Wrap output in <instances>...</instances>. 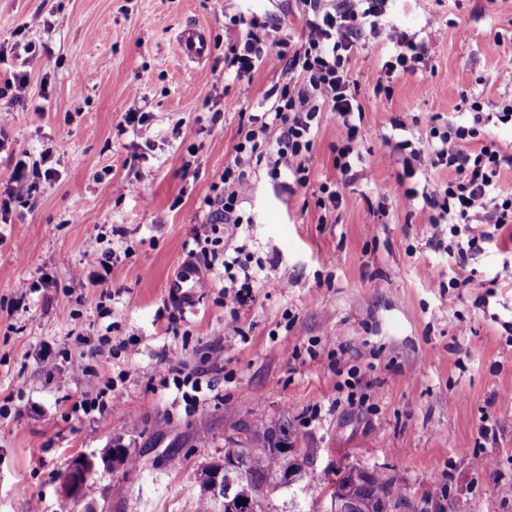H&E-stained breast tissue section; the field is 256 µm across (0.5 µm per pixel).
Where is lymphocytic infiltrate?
<instances>
[{
  "instance_id": "obj_1",
  "label": "lymphocytic infiltrate",
  "mask_w": 512,
  "mask_h": 512,
  "mask_svg": "<svg viewBox=\"0 0 512 512\" xmlns=\"http://www.w3.org/2000/svg\"><path fill=\"white\" fill-rule=\"evenodd\" d=\"M307 7L300 38L291 34L271 33L269 18L250 16L239 19L240 31L231 46V64L237 75L249 74L265 58L275 57L284 63L286 73L295 77L294 83L283 85L271 106L248 117V128L242 132L236 145L240 155H273L270 169L273 176L288 172L298 187L309 184L308 157L312 147V132L321 113H335L341 126L343 145L337 150L336 169L348 174L355 161L361 160L362 106L358 90L349 78V61L358 46L363 29L378 31L377 6L357 11L354 5L326 6L324 0H304ZM387 37L393 45V54L383 65L386 78L395 73H411L429 53L425 44L415 43L396 28H389ZM471 119L464 123L449 122L445 130L435 132L428 150L402 142L410 159L398 175L395 185L385 187L382 194L395 204L412 206L417 191L406 184L423 168H446L453 179L441 190L437 203L439 222L448 224L455 236L453 249L459 265H467L479 241L493 239L497 233L512 226V192L499 187L503 167H512V156L505 155L491 141L481 138V128L491 120L512 123V98L502 100L496 113L483 110L479 102L470 105ZM250 191L244 170L236 166L224 169L221 185H210L204 191L207 206H218L220 215L209 222L204 234L195 235V249L190 250L191 262H203L205 269L214 264L224 268L225 291L234 301L245 303L250 299L254 283L265 287L284 289L283 281L263 275L243 262L240 257L224 252V234L221 222L242 223L238 212L240 202ZM484 214L490 231L461 233L460 225L469 224L476 214Z\"/></svg>"
}]
</instances>
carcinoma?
<instances>
[{
	"label": "carcinoma",
	"mask_w": 512,
	"mask_h": 512,
	"mask_svg": "<svg viewBox=\"0 0 512 512\" xmlns=\"http://www.w3.org/2000/svg\"><path fill=\"white\" fill-rule=\"evenodd\" d=\"M235 430L257 436L261 444L252 450L248 475L237 486L223 512L230 508L234 512H252L255 504L268 509L280 478L291 468H303V462L286 450L288 429L279 424L272 425L262 419L241 421ZM335 488L350 494V512H393L406 503L403 490L376 470L369 471L357 485L349 472L342 471L337 474ZM240 499L247 504H238Z\"/></svg>",
	"instance_id": "1"
}]
</instances>
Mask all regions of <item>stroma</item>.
Returning <instances> with one entry per match:
<instances>
[{
	"instance_id": "35a3bbf8",
	"label": "stroma",
	"mask_w": 512,
	"mask_h": 512,
	"mask_svg": "<svg viewBox=\"0 0 512 512\" xmlns=\"http://www.w3.org/2000/svg\"><path fill=\"white\" fill-rule=\"evenodd\" d=\"M302 9L301 0H0V42L35 44L42 56L30 70L8 58L0 86L29 70L44 108L0 97L9 139L0 174L14 150L35 163L51 149L55 170L9 199L0 222V512H83L61 477L77 456L116 444L137 464L99 476L95 512H195L197 473L223 455L236 419L288 423L290 447L308 460L305 491L278 493L275 512H326L348 465L394 478L418 512H512L501 494L512 481V280L500 276L512 244L484 243L464 269L449 256V229L431 223L426 199L451 170L417 172L411 208L380 194L403 171L398 142L427 145L432 117L468 120L466 95L488 112L512 97L501 78L512 71V0H386L381 23L433 52L379 97L393 46L362 35L349 65L364 109L362 161L336 176L340 127L322 113L299 190L235 151L242 122L285 82L282 62L251 72L245 99L228 59L233 18L265 15L296 34ZM36 15L41 26L29 27ZM189 26L207 33L199 63L177 46ZM218 80L220 99L210 94ZM128 112L148 113L147 126H128ZM237 162L251 191L224 247H243L288 286L256 288L240 307L218 266L210 287L180 303L168 283L210 219L202 192ZM330 177L341 201L328 211L317 199ZM107 251L106 287L72 279ZM171 345L181 351L173 364L162 357ZM77 361L87 371L68 381ZM340 367L360 370L363 406L336 404ZM192 375L202 384L195 402L174 384ZM108 386L117 405L84 413L81 401ZM481 458L491 470H478Z\"/></svg>"
}]
</instances>
